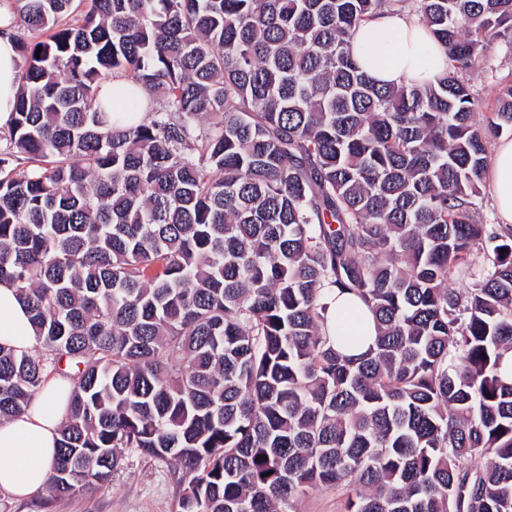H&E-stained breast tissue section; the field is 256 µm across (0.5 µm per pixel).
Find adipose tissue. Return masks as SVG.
Masks as SVG:
<instances>
[{
	"label": "adipose tissue",
	"instance_id": "adipose-tissue-1",
	"mask_svg": "<svg viewBox=\"0 0 512 512\" xmlns=\"http://www.w3.org/2000/svg\"><path fill=\"white\" fill-rule=\"evenodd\" d=\"M14 18L0 8V127H9L17 92L18 54L12 37ZM354 55L378 83L386 85L433 82L447 60L415 17L382 13L362 23L354 38ZM499 220L512 225V139L497 144L488 165ZM353 319L359 343L344 347L347 355L364 353L372 345L375 327L371 313L348 293L331 290L325 332L335 335L339 317ZM35 338L28 311L16 288L0 282V345L19 352L33 348ZM69 380H46L25 413L0 422V493L25 500L41 492L55 459L60 426L68 412Z\"/></svg>",
	"mask_w": 512,
	"mask_h": 512
}]
</instances>
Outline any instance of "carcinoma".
Segmentation results:
<instances>
[{
	"instance_id": "cac0c4a2",
	"label": "carcinoma",
	"mask_w": 512,
	"mask_h": 512,
	"mask_svg": "<svg viewBox=\"0 0 512 512\" xmlns=\"http://www.w3.org/2000/svg\"><path fill=\"white\" fill-rule=\"evenodd\" d=\"M73 2L12 0L0 137V280L36 339L0 346V421L69 377L50 496L128 450L172 467L177 512L320 486L347 512H512V226L476 219L488 137L512 136L489 64L512 0H88L71 24ZM380 12L416 16L445 75L369 77L353 37ZM110 77L140 96L103 103ZM331 287L372 314L359 357L325 333ZM14 18L8 9L0 6V127L3 132L10 126L13 118V105L17 92V69L25 67V58L17 54L12 37ZM484 70L482 67H474L465 72L464 76L469 79L470 84L483 98V112L488 114L495 112L498 109L499 103L497 93L490 88V82Z\"/></svg>"
}]
</instances>
